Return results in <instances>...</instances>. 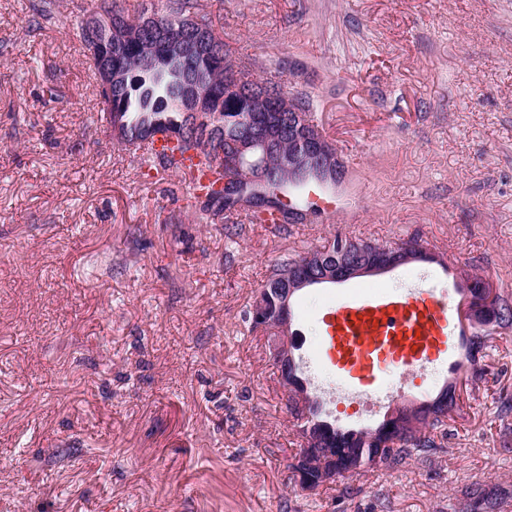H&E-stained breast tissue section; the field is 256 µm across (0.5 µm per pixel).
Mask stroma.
I'll return each instance as SVG.
<instances>
[{
	"mask_svg": "<svg viewBox=\"0 0 512 512\" xmlns=\"http://www.w3.org/2000/svg\"><path fill=\"white\" fill-rule=\"evenodd\" d=\"M259 79L304 93L345 175L332 220L242 236L112 137L82 26L100 0H0V512H512V326L477 365L410 376L390 406L455 384L442 448L308 493L267 335L244 313L271 265L336 235L419 236L432 261L301 290L294 355L323 415L344 397L320 347L336 298L426 275L462 328L464 274L512 297V0H196ZM464 496L469 500L471 512H500L502 508V498H498L496 493L485 488L480 484H473L468 487Z\"/></svg>",
	"mask_w": 512,
	"mask_h": 512,
	"instance_id": "1",
	"label": "stroma"
}]
</instances>
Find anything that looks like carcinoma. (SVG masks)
<instances>
[{
  "label": "carcinoma",
  "instance_id": "carcinoma-1",
  "mask_svg": "<svg viewBox=\"0 0 512 512\" xmlns=\"http://www.w3.org/2000/svg\"><path fill=\"white\" fill-rule=\"evenodd\" d=\"M192 0H172L169 13L163 16H141L131 20L124 11L112 9V26L95 30L83 28L85 45L94 43L99 53L89 54L94 70L100 66L109 67L112 85L109 90H98L103 104L102 111L109 117L112 135L117 140L136 149L153 141L159 133L168 130L180 131L177 142L184 148L191 146L203 150L205 157L216 158L217 151L224 147V134L232 133V126L245 127L249 113L245 96H224V78L232 69L229 50L215 29L202 36L196 31L184 29L183 38L193 44V52L186 60L187 69L208 88V96L202 102L204 114L209 120L197 123L190 113L178 107L154 103L141 89L133 84L136 74L169 52V34L175 25L192 15ZM288 153V128H283L275 151L264 154L256 149L249 153L241 171L235 173L234 195L219 194L208 196L200 202V210L206 219L246 213L258 219L250 208L254 204L265 211H276L282 215L290 213V206L282 201L285 191H304L312 184L329 180L318 170H310L302 179L293 180L288 170L280 167L279 154ZM266 164L269 178L266 180L248 177L251 169ZM426 258L424 248L415 239L403 241L397 246L379 245L370 241L335 237L321 249H315L299 258L285 257L270 269L260 292V299L253 302L245 313V320L251 328L259 324L254 319V310L263 306L274 310L280 302L282 291L288 288L293 276L298 281L306 268L319 271L331 267L354 265L371 267L386 262L405 264ZM512 326V300L499 297V309L493 317L473 325L474 336L471 348H480L482 333L489 327ZM456 387L447 386L434 401L414 408H403L390 421L382 422L375 428L345 430L321 416L319 403L307 398L310 419L306 424L312 432L310 456L320 459L336 456V470L353 476L377 468L397 467L415 456L427 455L438 447L436 438L445 435L450 413L458 407ZM392 448L394 452L376 462L379 449ZM464 496L469 500L470 512H500L502 499L496 493L480 484L468 487Z\"/></svg>",
  "mask_w": 512,
  "mask_h": 512
}]
</instances>
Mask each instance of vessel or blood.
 <instances>
[{
    "label": "vessel or blood",
    "mask_w": 512,
    "mask_h": 512,
    "mask_svg": "<svg viewBox=\"0 0 512 512\" xmlns=\"http://www.w3.org/2000/svg\"><path fill=\"white\" fill-rule=\"evenodd\" d=\"M143 162L163 161L183 175L190 191L206 197L221 190L222 176L199 165L194 152L158 139L142 152ZM328 335L323 353L336 368L349 393L387 394L385 373L406 376L440 357L453 340L446 294L411 288L399 293L353 292L337 299L326 313Z\"/></svg>",
    "instance_id": "vessel-or-blood-1"
}]
</instances>
